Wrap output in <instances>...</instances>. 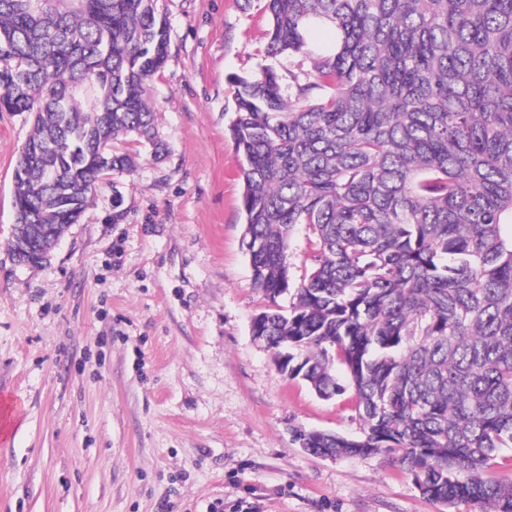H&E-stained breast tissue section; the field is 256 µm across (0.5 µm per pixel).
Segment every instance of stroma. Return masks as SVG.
<instances>
[{"label":"stroma","mask_w":512,"mask_h":512,"mask_svg":"<svg viewBox=\"0 0 512 512\" xmlns=\"http://www.w3.org/2000/svg\"><path fill=\"white\" fill-rule=\"evenodd\" d=\"M156 6L166 151L113 173L39 266L8 246L31 121L0 112V512H480L425 498L386 456L301 447L297 430L362 423L353 391L321 399L250 334L267 301L241 247L229 79L311 65L266 54L263 0Z\"/></svg>","instance_id":"1"}]
</instances>
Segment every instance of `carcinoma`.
I'll return each instance as SVG.
<instances>
[{
	"instance_id": "carcinoma-1",
	"label": "carcinoma",
	"mask_w": 512,
	"mask_h": 512,
	"mask_svg": "<svg viewBox=\"0 0 512 512\" xmlns=\"http://www.w3.org/2000/svg\"><path fill=\"white\" fill-rule=\"evenodd\" d=\"M267 53L305 81L232 77L242 245L271 305L251 325L304 358L318 396L351 389L359 436L301 431L323 457L384 454L425 497L512 512V0H266ZM330 27L334 39L310 38ZM154 0H0V109L41 150L15 173L25 224H75L112 144L160 155L144 85L167 59ZM312 266L285 278L296 227ZM293 294L283 309L277 299ZM343 376H338L336 366Z\"/></svg>"
}]
</instances>
